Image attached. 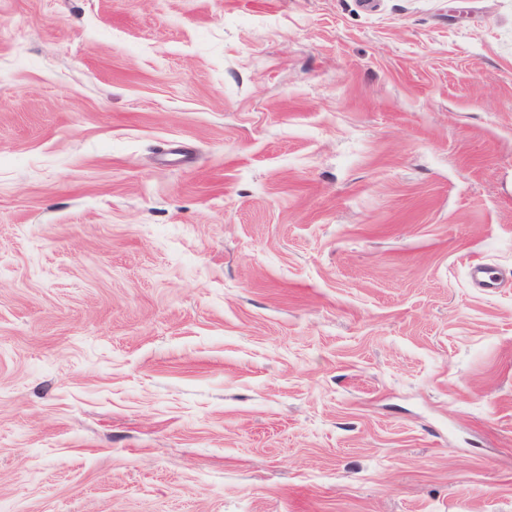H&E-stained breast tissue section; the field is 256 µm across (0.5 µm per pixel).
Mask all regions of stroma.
Wrapping results in <instances>:
<instances>
[{
    "label": "stroma",
    "mask_w": 512,
    "mask_h": 512,
    "mask_svg": "<svg viewBox=\"0 0 512 512\" xmlns=\"http://www.w3.org/2000/svg\"><path fill=\"white\" fill-rule=\"evenodd\" d=\"M0 512H512V0H0Z\"/></svg>",
    "instance_id": "35a3bbf8"
}]
</instances>
